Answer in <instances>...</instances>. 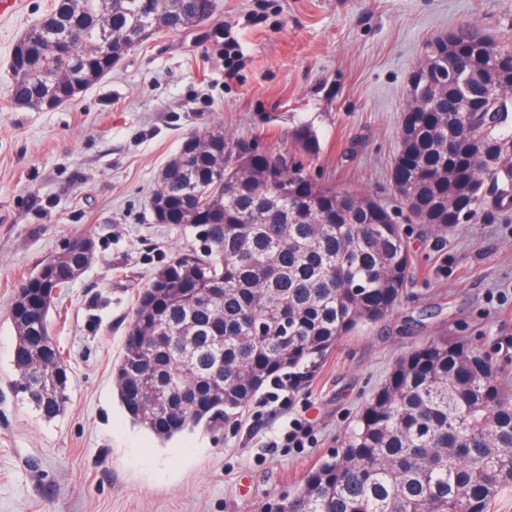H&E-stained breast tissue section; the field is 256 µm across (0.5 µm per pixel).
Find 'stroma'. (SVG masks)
Segmentation results:
<instances>
[{
    "instance_id": "35a3bbf8",
    "label": "stroma",
    "mask_w": 512,
    "mask_h": 512,
    "mask_svg": "<svg viewBox=\"0 0 512 512\" xmlns=\"http://www.w3.org/2000/svg\"><path fill=\"white\" fill-rule=\"evenodd\" d=\"M211 18L133 48L59 108L13 104L15 42L53 0L0 15V512H259L340 448L401 355L437 336L491 349L512 336V208L438 233L406 224L413 267L396 309L342 338L285 405L167 442L126 415L112 364L136 292L194 242L149 209L183 140L212 127L263 150L315 135L318 184L407 209L392 180L411 76L428 46L470 24L512 40V0H215ZM86 236L95 256L63 289L52 334L71 398L43 418L17 391L10 309L21 284ZM312 441H283L291 419Z\"/></svg>"
}]
</instances>
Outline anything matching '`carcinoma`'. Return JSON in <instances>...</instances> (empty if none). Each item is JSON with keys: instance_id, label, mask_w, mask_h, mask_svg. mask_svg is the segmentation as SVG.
<instances>
[{"instance_id": "cac0c4a2", "label": "carcinoma", "mask_w": 512, "mask_h": 512, "mask_svg": "<svg viewBox=\"0 0 512 512\" xmlns=\"http://www.w3.org/2000/svg\"><path fill=\"white\" fill-rule=\"evenodd\" d=\"M214 10L215 0H54L10 70L11 99L33 109L74 101L136 45ZM83 34L90 43L69 50V38ZM455 44L497 72L494 123L467 111L466 75L448 82L441 59L444 79L428 88L429 101L402 115L392 170L410 217L436 231L489 198L512 208V42L463 25ZM199 138L206 145L176 153L156 187L199 246L138 290L112 366L126 414L162 441L238 417L269 382L296 386L343 337L394 310L413 263L386 207L308 177L304 158L319 152L313 135L298 137L297 157L236 141L221 126ZM93 257L55 263L84 270ZM73 282L64 276L44 288L31 277L10 311L16 386L46 419L70 399L50 311ZM503 372L489 353L446 336L416 347L343 448L280 499L284 509L261 512H496L512 492V389Z\"/></svg>"}]
</instances>
